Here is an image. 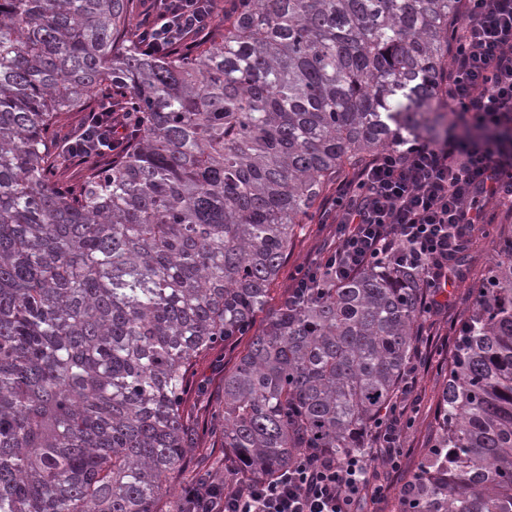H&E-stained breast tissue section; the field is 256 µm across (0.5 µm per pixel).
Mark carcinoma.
Masks as SVG:
<instances>
[{"label": "carcinoma", "mask_w": 512, "mask_h": 512, "mask_svg": "<svg viewBox=\"0 0 512 512\" xmlns=\"http://www.w3.org/2000/svg\"><path fill=\"white\" fill-rule=\"evenodd\" d=\"M460 0H224L217 37L150 55L132 0H0V512H163L217 445L255 477L385 419L421 336L394 259L284 296L302 226L356 166L432 136ZM139 133L68 174L101 99ZM399 512H512V224ZM247 339L210 416L195 367Z\"/></svg>", "instance_id": "1"}]
</instances>
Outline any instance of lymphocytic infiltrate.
I'll list each match as a JSON object with an SVG mask.
<instances>
[{
	"mask_svg": "<svg viewBox=\"0 0 512 512\" xmlns=\"http://www.w3.org/2000/svg\"><path fill=\"white\" fill-rule=\"evenodd\" d=\"M461 8L445 89L457 124L438 139H400L337 182L317 215L318 223L333 225L334 242L294 275L289 297L303 296L318 270L341 280L392 257L421 275V314L431 320L454 285L448 269L455 253L484 221V203L512 204V0H462ZM214 13L213 0H150L139 27L151 49L163 53L189 35L209 34ZM102 126L111 142L124 141L121 117L90 113L66 136L72 161L99 146ZM429 361V349H419L391 417L377 424L366 451L338 458L308 448L268 478L232 471L211 477L209 489L192 496L195 512H360L391 491L409 499L413 481L394 490L389 476L400 468Z\"/></svg>",
	"mask_w": 512,
	"mask_h": 512,
	"instance_id": "1",
	"label": "lymphocytic infiltrate"
}]
</instances>
